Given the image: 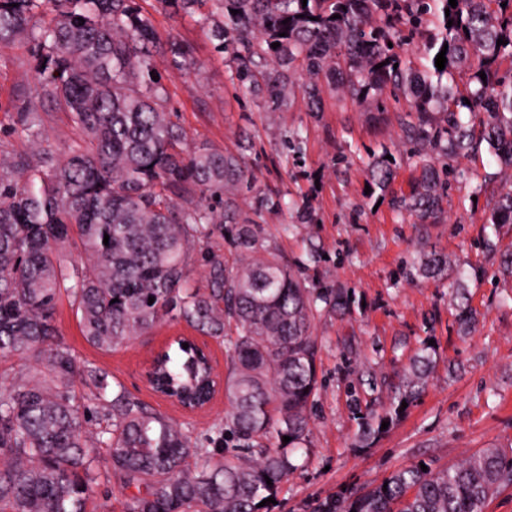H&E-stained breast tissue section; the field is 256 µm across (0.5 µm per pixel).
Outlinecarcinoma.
<instances>
[{
	"label": "carcinoma",
	"instance_id": "1",
	"mask_svg": "<svg viewBox=\"0 0 512 512\" xmlns=\"http://www.w3.org/2000/svg\"><path fill=\"white\" fill-rule=\"evenodd\" d=\"M159 3L200 14L217 51L232 61L233 78L274 107L286 101L294 69L310 76L304 97L313 110L316 78L339 74L352 100L380 107L388 93L409 102L401 127L414 151L451 159L485 144L500 170L512 169V66L502 68L512 63V0H457L454 8L449 0ZM412 42L424 60L419 67L404 52ZM15 46L26 48L39 90L11 102L10 132L40 142L41 113L53 109L68 114L78 137L33 154L0 148V358L33 360L0 390V512H86L94 489L113 479L138 492L125 512H270L272 504L259 503L277 498L297 469L294 452L307 442L321 385L313 321L346 310L347 292L309 287L268 248L258 224L231 229L239 250L231 264L209 247L224 221L236 220L231 194L252 188L244 151L186 149L167 90L151 72L155 57L166 55L190 70L193 51L160 42L137 0H0V51ZM444 48L440 70L435 58ZM463 67L469 76L460 87L455 74ZM451 173L446 162L423 160L417 190L392 200L393 210L436 223ZM368 177L385 191L392 171L375 159ZM486 223L512 224V192L496 197ZM71 244L86 262L67 270L59 255ZM196 254L208 269L203 286L190 279ZM447 266L433 254L418 272L433 278ZM64 296L86 341L102 351L149 334L165 318L224 342L230 409L223 442L233 447H208L110 384L102 369L77 365L54 343ZM183 343L158 353L153 387L192 406L211 398L209 367ZM436 364L435 348L423 344L378 425L419 398ZM77 376L111 420L91 437L85 426L95 412L72 394ZM511 485L512 451L485 448L451 467L395 470L314 512H483Z\"/></svg>",
	"mask_w": 512,
	"mask_h": 512
}]
</instances>
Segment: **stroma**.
Masks as SVG:
<instances>
[{"label": "stroma", "mask_w": 512, "mask_h": 512, "mask_svg": "<svg viewBox=\"0 0 512 512\" xmlns=\"http://www.w3.org/2000/svg\"><path fill=\"white\" fill-rule=\"evenodd\" d=\"M161 40L189 44L195 69L181 72L165 57L156 68L169 93L172 119L187 134L189 149L253 148L246 164L254 188L236 194L239 217L259 224L268 245L288 262H300L311 287L339 286L351 294L348 314L314 321L321 344L317 392L307 452L283 485L273 512H313L339 490L362 489L393 470L419 461L450 467L484 448H512V277L502 261L512 249V224L499 229L484 220L499 193L512 192V170L499 172L488 151L454 160L455 179L444 214L417 224L390 208L391 195L409 194L420 174L418 158L402 140L406 101L387 99L383 110L345 97L337 83L319 84L323 107L309 111L302 96L277 110L267 99L238 87L231 63L215 50L200 17L141 0ZM36 76L23 48L0 51V130L7 109L35 91ZM390 156L394 179L388 191L367 188L372 156ZM277 199L263 205L264 196ZM292 225L283 233L282 225ZM447 255L449 269L475 267L465 282L478 322L462 333L447 279H426L415 265L421 254ZM57 341L77 362L104 369L135 398L183 425L192 437L212 436L229 404L216 393L193 413L155 394L145 365L171 337L206 346L218 375L226 373L223 343L185 323L165 320L148 335L110 352L89 345L68 299L55 314ZM433 342L438 366L425 392L399 420L360 442L361 413L381 411L395 395L409 357ZM359 406H352V399Z\"/></svg>", "instance_id": "35a3bbf8"}]
</instances>
